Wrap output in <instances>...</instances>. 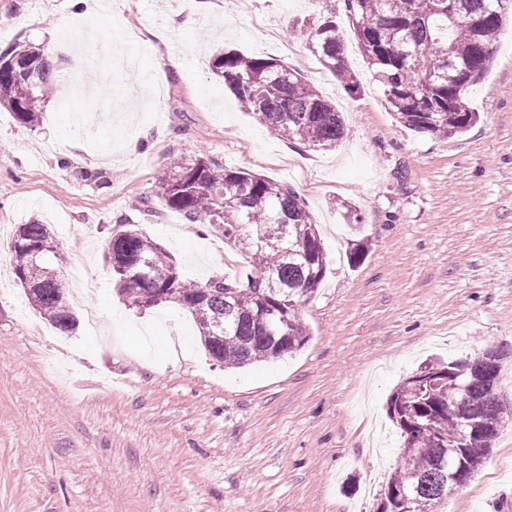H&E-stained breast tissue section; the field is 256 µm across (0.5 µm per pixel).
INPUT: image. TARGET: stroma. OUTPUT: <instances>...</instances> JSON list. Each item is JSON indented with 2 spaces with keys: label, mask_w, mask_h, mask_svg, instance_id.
<instances>
[{
  "label": "stroma",
  "mask_w": 512,
  "mask_h": 512,
  "mask_svg": "<svg viewBox=\"0 0 512 512\" xmlns=\"http://www.w3.org/2000/svg\"><path fill=\"white\" fill-rule=\"evenodd\" d=\"M0 0V51L45 46L59 86L36 128L0 111V512H379L403 438L393 390L427 360L512 349V26L469 102L479 122L451 138L404 128L351 37L345 0ZM335 21L357 91L296 39ZM126 41L150 102L113 73L104 97L67 92L106 57L90 34ZM299 71L344 113L340 145L273 134L208 61L222 49ZM144 147L126 152V140ZM206 154L291 186L322 239L327 275L300 307V349L227 369L192 317L124 303L105 261L122 224L140 225L184 280L236 277L248 257L188 224L154 193L168 158ZM59 229L64 288L83 268L97 309L62 335L28 304L12 271L19 224ZM505 413L455 512H512V360Z\"/></svg>",
  "instance_id": "stroma-1"
}]
</instances>
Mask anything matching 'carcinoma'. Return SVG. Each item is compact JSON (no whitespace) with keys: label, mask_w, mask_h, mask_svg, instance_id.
<instances>
[{"label":"carcinoma","mask_w":512,"mask_h":512,"mask_svg":"<svg viewBox=\"0 0 512 512\" xmlns=\"http://www.w3.org/2000/svg\"><path fill=\"white\" fill-rule=\"evenodd\" d=\"M353 36L386 101L407 129L440 137L466 132L479 113L467 89L489 70L507 10L499 0H345ZM323 66L354 92L358 78L345 63L336 23L326 20L303 35ZM211 72L277 136L331 148L346 132L336 106L295 70L272 57L224 51L210 59ZM57 85V65L37 44L25 41L0 52V108L35 127ZM156 197L191 224L217 228L224 240L249 252L251 269L233 280L184 281L175 259L133 224L112 236L106 261L116 291L133 306L176 305L195 319L209 357L227 368L280 357L302 347L308 330L299 306L325 278L327 260L302 200L290 187L265 176L234 170L207 155L169 164ZM262 228L271 245L261 248ZM52 237L35 218L19 225L11 245L14 275L32 307L58 331L78 327L57 278L58 251L42 252ZM146 259L154 278L135 263ZM498 355L432 363L421 384L405 380L389 398V414L403 437L399 467L391 475L382 512H429L465 485L448 479L442 464L466 450L488 454L500 427L502 405L494 384Z\"/></svg>","instance_id":"obj_1"}]
</instances>
